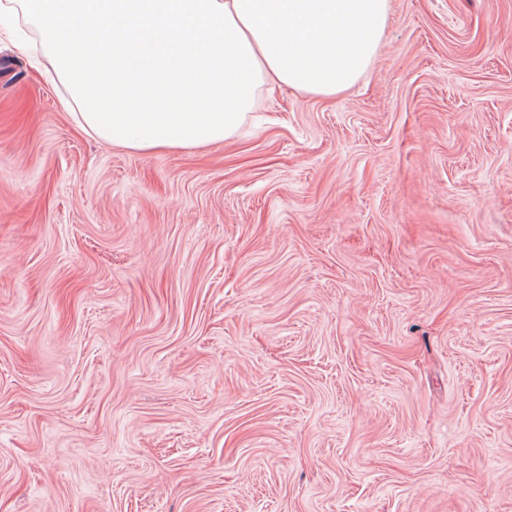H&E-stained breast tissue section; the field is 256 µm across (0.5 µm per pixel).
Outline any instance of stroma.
<instances>
[{
	"label": "stroma",
	"mask_w": 512,
	"mask_h": 512,
	"mask_svg": "<svg viewBox=\"0 0 512 512\" xmlns=\"http://www.w3.org/2000/svg\"><path fill=\"white\" fill-rule=\"evenodd\" d=\"M63 92L0 43V512H512V0L190 150Z\"/></svg>",
	"instance_id": "1"
}]
</instances>
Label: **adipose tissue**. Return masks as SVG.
<instances>
[{
	"label": "adipose tissue",
	"mask_w": 512,
	"mask_h": 512,
	"mask_svg": "<svg viewBox=\"0 0 512 512\" xmlns=\"http://www.w3.org/2000/svg\"><path fill=\"white\" fill-rule=\"evenodd\" d=\"M391 0H0L81 129L137 152L223 141L268 85L335 96L371 68Z\"/></svg>",
	"instance_id": "ef3b65f1"
}]
</instances>
